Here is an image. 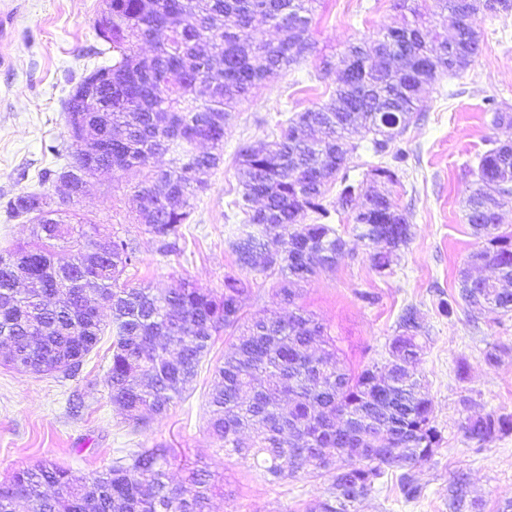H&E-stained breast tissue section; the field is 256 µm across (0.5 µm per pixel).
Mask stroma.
<instances>
[{"mask_svg": "<svg viewBox=\"0 0 512 512\" xmlns=\"http://www.w3.org/2000/svg\"><path fill=\"white\" fill-rule=\"evenodd\" d=\"M317 0L312 15V54L298 66L266 82L236 107L226 127L224 162L206 177L207 190L193 199L172 253L157 244L135 219L132 187L137 172L93 179L75 209L93 224L92 238L130 240L136 261L126 271L130 286L171 289L186 283L222 291L224 277L240 275L248 286L242 311L288 314L274 291L278 270H240L231 243L245 215L236 202L243 174L241 147L270 136L277 121L325 104L339 72L323 70L322 59L339 62L347 46L372 41L389 28L413 23L412 7L425 0ZM102 0H0L12 12L0 51V248L30 241L31 226L10 218L7 199L21 191L45 190L59 196L56 181H42L45 170L61 166L69 152L63 104L72 89L95 68L111 64L95 30ZM481 48L456 76H441L422 95L421 110L390 146L374 154L370 137L354 134L356 146L344 172L331 181L322 200L324 214H308L310 224H327L346 242L336 266L318 270L299 289L297 305L313 314L336 341L339 358L361 370L384 363L404 308L414 307L425 347L416 365L433 400V424L442 436L431 459L417 465L418 499L405 501L397 473H387L358 512H449L448 489L465 475L481 512H497L512 499V434L484 445L470 442L465 418L491 411L512 413V313L478 314L458 308L440 313L441 302L458 294L459 272L480 241L465 219L463 199L475 179L478 157L490 142H512V126H493L489 103L512 110V11L479 14ZM59 146L60 155L51 153ZM403 161H394V154ZM396 174L387 190L411 224L409 242L393 253L389 268L376 270L377 247L359 237L349 211L338 202L343 182L373 185V170ZM211 351L182 398L145 426L129 424L109 398L106 370L111 336H103L71 377L43 375L0 364V481L15 470L43 460L56 462L73 478L85 480L109 469L137 448H169L168 475L180 483L189 470L208 472L216 485L212 512H305L325 497L330 477L299 475L269 481L250 460L224 452L207 428L213 369L224 360L225 334L213 336ZM496 361H487V353Z\"/></svg>", "mask_w": 512, "mask_h": 512, "instance_id": "1", "label": "stroma"}]
</instances>
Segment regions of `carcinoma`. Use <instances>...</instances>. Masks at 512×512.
<instances>
[{
	"label": "carcinoma",
	"instance_id": "1",
	"mask_svg": "<svg viewBox=\"0 0 512 512\" xmlns=\"http://www.w3.org/2000/svg\"><path fill=\"white\" fill-rule=\"evenodd\" d=\"M315 0H112V26L96 28L112 51V64L96 69L112 77V111H70L68 131L85 123L105 132L112 151L88 171L112 174L144 167L156 154L171 166L153 170L134 186L137 220L166 255L189 219L191 200L208 188L201 175L224 162V134L230 112L253 89L301 63L313 49L310 17ZM433 15L449 24L451 40L434 29H390L397 36L393 57L372 55L352 43L347 64L329 102L295 113L278 124V134L239 151L245 172L241 200L247 215L232 249L242 269L279 268L284 276L275 296L294 303L293 286L308 281L316 267L333 266L345 247L328 224H307V212L326 213V182L344 168L354 150L349 135L363 129L372 149L386 153L419 111L422 91L440 75L464 70L480 51L472 39L477 18L472 0H433ZM288 28L277 42L253 26L261 16ZM159 31L150 63L137 46ZM210 150H194L196 140ZM475 186L465 200L472 234L484 244L468 265H491L498 280L512 282V235L497 233L493 207L512 204V143L479 157ZM83 194L73 183L70 196L56 202L46 192L24 191L7 202L14 218L33 224L32 240L0 251V346L13 361L36 373L73 376L105 332L112 333L106 385L112 404L135 427L144 413L165 414L182 397L210 353L212 333L230 331L217 384L209 400L208 429L228 452L250 459L275 480L299 474L332 478L327 497L308 512H355L386 472L399 473L403 496L415 499L421 486L414 468L431 458L442 437L432 425L433 400L413 366L423 351L421 325L412 307L399 318L400 333L383 366L355 373L340 361L323 326L297 309L282 320L272 314L244 317L240 279L224 277L215 293L187 284L179 289L130 288L121 281L135 261L134 249L118 237L106 256L90 260L83 230L70 227L77 214L68 206ZM372 217L360 237L382 243L371 256L383 271L393 251L406 244L411 224L405 212H389L388 196L373 192ZM293 232L283 237L284 225ZM78 232L76 252L57 262L55 242ZM111 301V321L100 315L79 319L91 298ZM464 305L492 313L512 312V292L489 280L461 273L458 297L442 305L452 316ZM465 437L482 445L512 434V414L491 412L468 418ZM251 433L243 446L239 434ZM168 449L140 448L112 467L76 483L66 469L42 461L0 481V512H211L214 485L202 470L180 484L170 482ZM467 479L455 476L448 489L451 512H475L467 500Z\"/></svg>",
	"mask_w": 512,
	"mask_h": 512
}]
</instances>
